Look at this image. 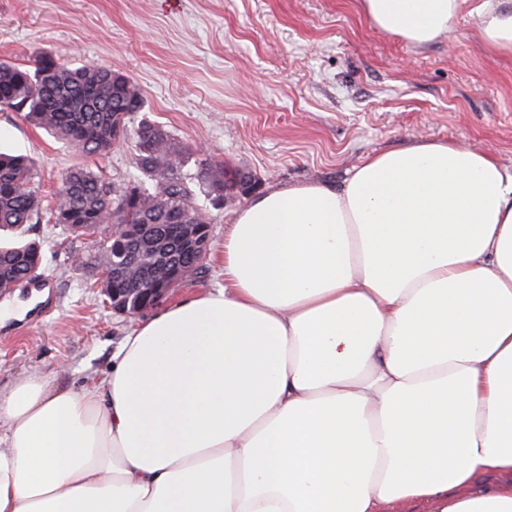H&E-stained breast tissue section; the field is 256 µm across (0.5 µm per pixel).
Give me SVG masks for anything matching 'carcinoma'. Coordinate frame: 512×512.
<instances>
[{
	"mask_svg": "<svg viewBox=\"0 0 512 512\" xmlns=\"http://www.w3.org/2000/svg\"><path fill=\"white\" fill-rule=\"evenodd\" d=\"M109 68L72 65L60 56L36 53L32 64L0 62V111L15 112L85 157L106 154L129 140L137 176L122 187L99 169L78 164L64 173L49 210L34 184L33 158L0 152V280L4 287L40 276L46 261L43 243L31 236L52 223L75 239H88L91 252L79 257L94 288H145L172 259L188 272L202 266L198 256L181 251L167 224H209L197 199V183L218 200H235L256 185L239 171L226 172L208 160L197 172L185 169L183 145L162 127L141 118L145 102L128 77L114 84ZM107 224H157L159 231L134 241L130 274L112 279V236L99 235Z\"/></svg>",
	"mask_w": 512,
	"mask_h": 512,
	"instance_id": "obj_1",
	"label": "carcinoma"
}]
</instances>
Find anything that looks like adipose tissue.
Masks as SVG:
<instances>
[{"label":"adipose tissue","mask_w":512,"mask_h":512,"mask_svg":"<svg viewBox=\"0 0 512 512\" xmlns=\"http://www.w3.org/2000/svg\"><path fill=\"white\" fill-rule=\"evenodd\" d=\"M425 47L512 0H360ZM512 173L422 139L267 191L224 286L141 322L105 384L0 390V512H512Z\"/></svg>","instance_id":"obj_1"}]
</instances>
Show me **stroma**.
<instances>
[{"instance_id": "1", "label": "stroma", "mask_w": 512, "mask_h": 512, "mask_svg": "<svg viewBox=\"0 0 512 512\" xmlns=\"http://www.w3.org/2000/svg\"><path fill=\"white\" fill-rule=\"evenodd\" d=\"M478 20L413 47L375 29L359 0H0V58L37 52L107 66L133 79L148 120L204 158L249 172L256 193L321 182L340 186L371 155L440 140L483 151L512 171V55L489 51ZM0 147L30 154L53 201L80 163L116 185L136 172L131 144L89 160L16 113L0 112ZM248 197L209 206L212 243L200 272L167 305L223 287L224 231ZM45 310L0 321V387L38 372L52 384L98 382L139 317L105 307L71 253L86 243L51 226Z\"/></svg>"}]
</instances>
